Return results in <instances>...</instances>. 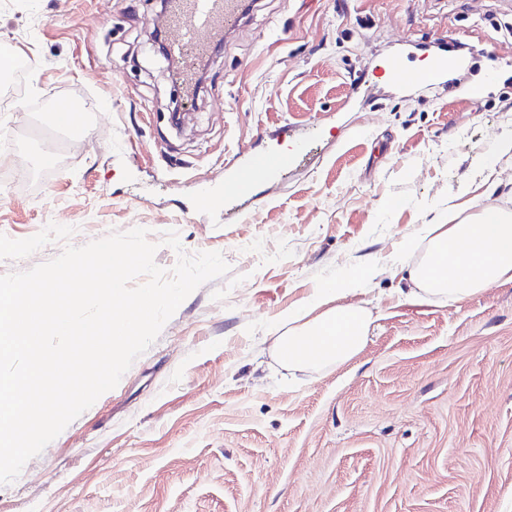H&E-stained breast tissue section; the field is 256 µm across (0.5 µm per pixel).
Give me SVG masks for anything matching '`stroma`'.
I'll return each mask as SVG.
<instances>
[{"label":"stroma","mask_w":512,"mask_h":512,"mask_svg":"<svg viewBox=\"0 0 512 512\" xmlns=\"http://www.w3.org/2000/svg\"><path fill=\"white\" fill-rule=\"evenodd\" d=\"M0 43L30 58L21 110L0 108V234L74 227L0 275L111 231L146 228L155 262L176 231L229 272L194 290L157 339L20 475L0 512H512V282L448 306L406 301L417 237L461 184L482 199L498 173L512 209V0H256L211 57L181 125L175 83L149 44L151 0H20ZM462 61L445 83L399 88L382 62ZM93 109L46 175L49 141L27 130L44 104ZM291 126L304 162L260 183L224 220V159L276 147ZM215 204L199 210L200 191ZM375 267V321L348 362L291 372L269 329L310 288Z\"/></svg>","instance_id":"35a3bbf8"}]
</instances>
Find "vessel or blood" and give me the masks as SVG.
I'll use <instances>...</instances> for the list:
<instances>
[{
    "instance_id": "vessel-or-blood-1",
    "label": "vessel or blood",
    "mask_w": 512,
    "mask_h": 512,
    "mask_svg": "<svg viewBox=\"0 0 512 512\" xmlns=\"http://www.w3.org/2000/svg\"><path fill=\"white\" fill-rule=\"evenodd\" d=\"M245 0H170L164 18L168 55L177 63L176 81L185 101L197 92L196 64L211 53L215 39L236 30L245 17ZM448 71L447 58H439L427 70L413 73L398 57L385 60L383 72L397 86L434 83ZM305 142L296 141L279 151L241 147L224 165V192L237 208L256 200V187L294 167L305 153Z\"/></svg>"
}]
</instances>
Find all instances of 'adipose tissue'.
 Masks as SVG:
<instances>
[{"label":"adipose tissue","mask_w":512,"mask_h":512,"mask_svg":"<svg viewBox=\"0 0 512 512\" xmlns=\"http://www.w3.org/2000/svg\"><path fill=\"white\" fill-rule=\"evenodd\" d=\"M486 183L474 213L449 203L447 215L435 217L418 237L402 244V253L422 254L405 300L459 303L488 284L512 282V212L493 202L500 179L491 176ZM369 276L363 270L311 288L297 306L280 314L274 346L284 365L318 371L345 363L362 349L373 318L352 297L362 292Z\"/></svg>","instance_id":"ef3b65f1"}]
</instances>
